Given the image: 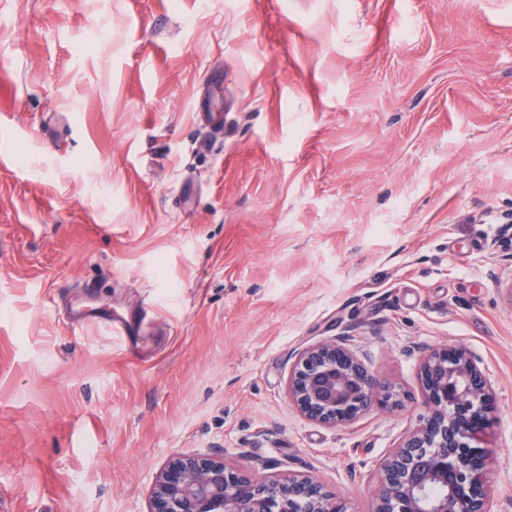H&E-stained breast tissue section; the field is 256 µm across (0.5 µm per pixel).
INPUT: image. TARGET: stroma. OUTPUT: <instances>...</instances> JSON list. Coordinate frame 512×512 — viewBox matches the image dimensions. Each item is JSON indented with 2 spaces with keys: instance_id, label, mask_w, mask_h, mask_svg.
<instances>
[{
  "instance_id": "1",
  "label": "stroma",
  "mask_w": 512,
  "mask_h": 512,
  "mask_svg": "<svg viewBox=\"0 0 512 512\" xmlns=\"http://www.w3.org/2000/svg\"><path fill=\"white\" fill-rule=\"evenodd\" d=\"M0 156V512H147L208 453L370 512L445 346L512 512V0H0ZM88 285L147 334L71 330ZM333 338L399 407L289 402Z\"/></svg>"
}]
</instances>
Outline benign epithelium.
<instances>
[{"label":"benign epithelium","mask_w":512,"mask_h":512,"mask_svg":"<svg viewBox=\"0 0 512 512\" xmlns=\"http://www.w3.org/2000/svg\"><path fill=\"white\" fill-rule=\"evenodd\" d=\"M422 382L429 415L408 432L381 466L370 512H492L482 446L491 423L490 388L462 347L432 351ZM288 397L307 418L348 423L373 406L399 399L359 358L334 340L299 353ZM148 512H347L310 475L257 476L212 455L174 458L160 473Z\"/></svg>","instance_id":"7a95c632"}]
</instances>
